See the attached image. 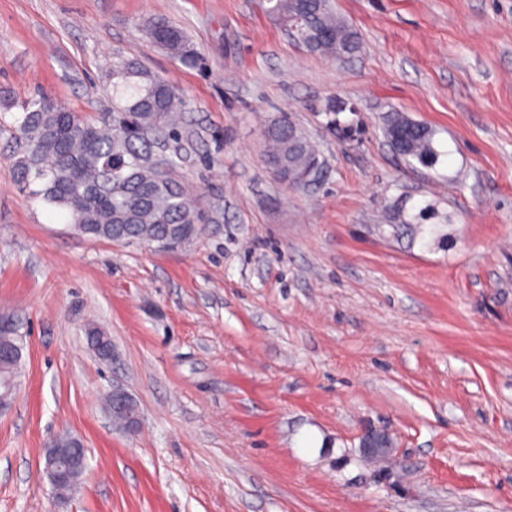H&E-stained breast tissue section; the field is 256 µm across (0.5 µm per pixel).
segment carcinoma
Instances as JSON below:
<instances>
[{"instance_id":"cac0c4a2","label":"carcinoma","mask_w":512,"mask_h":512,"mask_svg":"<svg viewBox=\"0 0 512 512\" xmlns=\"http://www.w3.org/2000/svg\"><path fill=\"white\" fill-rule=\"evenodd\" d=\"M266 13L286 30L306 29L313 43L306 49L333 59L349 58L361 49L357 34L336 14L331 0H264ZM152 43L171 57L193 63L197 52L187 33L164 18L145 22ZM117 102L107 117L75 112L47 97L16 104L21 115L17 130L26 143L12 155L16 185L64 210L77 229L96 239L154 240L178 238L186 243L200 232L207 217L187 206L181 188L159 180L152 157L155 138L178 139L172 114L184 106L174 88L135 58H123L108 74ZM385 136L397 140V152L422 164H434L438 152L433 131L401 113L387 119ZM266 161L288 171L295 187L297 172L317 153L302 131L288 123L272 122L266 131ZM394 232L410 236L442 237L439 225L394 224ZM23 336L17 323L0 326V379L7 380L21 363Z\"/></svg>"}]
</instances>
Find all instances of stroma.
I'll return each instance as SVG.
<instances>
[{
  "label": "stroma",
  "instance_id": "1",
  "mask_svg": "<svg viewBox=\"0 0 512 512\" xmlns=\"http://www.w3.org/2000/svg\"><path fill=\"white\" fill-rule=\"evenodd\" d=\"M332 4L361 41L344 61L258 0H0V314L24 337L0 512H512V0ZM128 56L185 100L171 175L220 218L175 250L82 235L12 177L17 102L105 115ZM394 112L434 131L435 165L392 150ZM284 114L319 150L311 189L265 162ZM424 208L447 241L383 235ZM117 383L136 431L103 408ZM369 427L395 445L379 468ZM62 434L88 467L60 498ZM145 31L152 43L165 50L171 57L183 63H194L197 52L187 33L164 18H152L145 22Z\"/></svg>",
  "mask_w": 512,
  "mask_h": 512
}]
</instances>
